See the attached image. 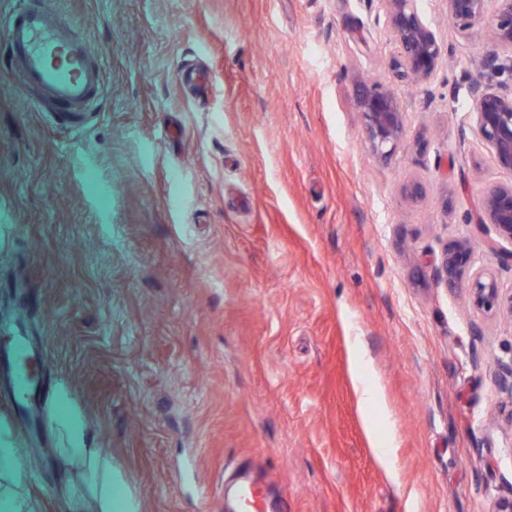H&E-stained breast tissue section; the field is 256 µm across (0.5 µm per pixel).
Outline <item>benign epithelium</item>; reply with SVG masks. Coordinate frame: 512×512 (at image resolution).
<instances>
[{
  "label": "benign epithelium",
  "mask_w": 512,
  "mask_h": 512,
  "mask_svg": "<svg viewBox=\"0 0 512 512\" xmlns=\"http://www.w3.org/2000/svg\"><path fill=\"white\" fill-rule=\"evenodd\" d=\"M496 2L494 14L487 4ZM385 21L399 48L394 66L413 84L427 80L442 56L430 22L418 0H381ZM448 20L463 38L485 29L502 50L492 61L496 71L512 72V0H446ZM359 111L365 119L371 151L384 156L395 148L403 133V112L395 93L382 85L364 89ZM474 129L490 151L495 164L512 171V90L491 84L475 85ZM475 224L482 244L501 265H512V183L494 184L483 192ZM473 246L468 240L446 243L435 257L436 277L449 288L463 287L472 307L483 312L506 311L512 315V293L506 295L495 275L472 265ZM496 382L512 395V361L500 364Z\"/></svg>",
  "instance_id": "1"
}]
</instances>
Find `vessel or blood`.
<instances>
[{
    "label": "vessel or blood",
    "instance_id": "obj_1",
    "mask_svg": "<svg viewBox=\"0 0 512 512\" xmlns=\"http://www.w3.org/2000/svg\"><path fill=\"white\" fill-rule=\"evenodd\" d=\"M0 43L6 45L25 86L44 93L60 112L86 107L102 86V71L79 26L62 20L51 0H20L16 9L0 17ZM14 354L18 381L38 391L46 370L40 352L24 350L22 343L0 347ZM240 501L248 512H266L259 486L243 482Z\"/></svg>",
    "mask_w": 512,
    "mask_h": 512
}]
</instances>
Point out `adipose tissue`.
Wrapping results in <instances>:
<instances>
[{
  "mask_svg": "<svg viewBox=\"0 0 512 512\" xmlns=\"http://www.w3.org/2000/svg\"><path fill=\"white\" fill-rule=\"evenodd\" d=\"M61 455L66 465L82 469L91 512H113L112 464L102 449L66 448Z\"/></svg>",
  "mask_w": 512,
  "mask_h": 512,
  "instance_id": "1",
  "label": "adipose tissue"
}]
</instances>
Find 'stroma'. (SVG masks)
I'll return each mask as SVG.
<instances>
[{
	"instance_id": "35a3bbf8",
	"label": "stroma",
	"mask_w": 512,
	"mask_h": 512,
	"mask_svg": "<svg viewBox=\"0 0 512 512\" xmlns=\"http://www.w3.org/2000/svg\"><path fill=\"white\" fill-rule=\"evenodd\" d=\"M57 5L103 65L87 109L35 110L0 63V324L49 366L26 415L0 377L26 504L85 508L59 455L80 446L105 449L132 512H227L244 469L288 512H493L512 491L495 382L512 317L474 310L433 259L471 241L512 291L474 222L485 186L512 181L470 115L477 76L512 87L487 67L496 43L420 0L443 55L414 85L380 0ZM365 79L404 112L383 158ZM357 360L380 392L368 409Z\"/></svg>"
}]
</instances>
